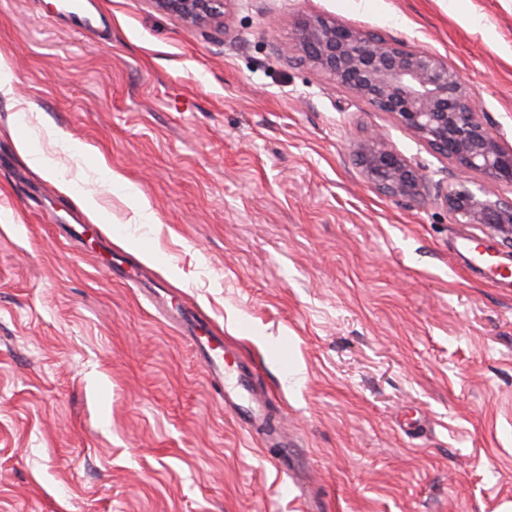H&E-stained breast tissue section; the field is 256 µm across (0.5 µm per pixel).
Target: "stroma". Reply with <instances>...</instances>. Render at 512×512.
<instances>
[{
    "label": "stroma",
    "mask_w": 512,
    "mask_h": 512,
    "mask_svg": "<svg viewBox=\"0 0 512 512\" xmlns=\"http://www.w3.org/2000/svg\"><path fill=\"white\" fill-rule=\"evenodd\" d=\"M93 2L96 36L60 0H0V512H512V289L458 246L510 269L512 247L434 195L372 188L355 152L374 132L433 179L462 173L281 51L312 15L429 51L512 146V0H230L221 29ZM46 125L54 178L14 146ZM112 250L252 366L298 465L277 472L284 448L225 411Z\"/></svg>",
    "instance_id": "35a3bbf8"
}]
</instances>
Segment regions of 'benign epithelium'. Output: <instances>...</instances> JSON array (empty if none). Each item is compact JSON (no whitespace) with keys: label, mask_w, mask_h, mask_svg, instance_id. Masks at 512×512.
Here are the masks:
<instances>
[{"label":"benign epithelium","mask_w":512,"mask_h":512,"mask_svg":"<svg viewBox=\"0 0 512 512\" xmlns=\"http://www.w3.org/2000/svg\"><path fill=\"white\" fill-rule=\"evenodd\" d=\"M158 10L189 27L216 22L226 0H150ZM299 52L309 66L390 114L434 151L481 183L462 181L441 192L447 210L461 224L487 228L512 244V199L494 187L512 185V148H506L481 119L482 108L460 74L437 56L409 49L322 16L301 18L294 43L283 53ZM367 182L393 196L412 198L431 183L371 134L356 151Z\"/></svg>","instance_id":"obj_1"}]
</instances>
